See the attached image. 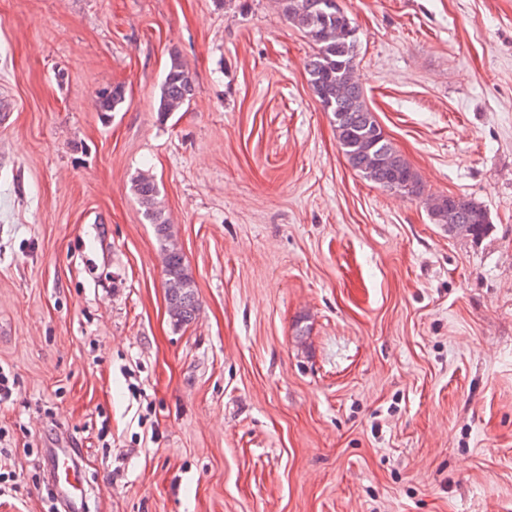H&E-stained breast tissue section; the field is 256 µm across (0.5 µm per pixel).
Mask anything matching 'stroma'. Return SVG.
I'll return each mask as SVG.
<instances>
[{
  "label": "stroma",
  "mask_w": 512,
  "mask_h": 512,
  "mask_svg": "<svg viewBox=\"0 0 512 512\" xmlns=\"http://www.w3.org/2000/svg\"><path fill=\"white\" fill-rule=\"evenodd\" d=\"M338 4L423 197L350 166L272 0H0V512H64L58 443L85 512H512V0ZM174 53L196 91L163 118ZM133 189L144 208L145 216L150 224H154L158 240L163 246L170 319L176 327L188 325L193 322L198 312L195 282L181 250L172 240L170 224L162 219L161 212L157 209V185L151 176L140 174L134 181ZM429 211L435 224L448 225V230L466 227V235L479 238L487 231L489 219L486 210L466 196L442 195L430 198ZM47 453V465L56 470L59 480L57 493L67 503L66 511H85L86 494L79 488L82 484V466L76 448H48Z\"/></svg>",
  "instance_id": "35a3bbf8"
}]
</instances>
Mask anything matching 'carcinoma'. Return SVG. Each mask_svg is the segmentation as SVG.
<instances>
[{
	"mask_svg": "<svg viewBox=\"0 0 512 512\" xmlns=\"http://www.w3.org/2000/svg\"><path fill=\"white\" fill-rule=\"evenodd\" d=\"M275 2L288 22L303 30L316 46L307 64L309 83L324 111L333 114L340 147L351 166L385 189L408 196L423 195L417 174L386 138L366 105L363 88L355 78V28L337 0ZM194 92L192 76L184 63L179 56H171L157 111L162 115L178 111ZM97 98L100 111L112 112L123 102L124 91L116 86L98 92ZM133 189L162 244L170 319L176 326L188 325L198 312L195 282L181 250L172 240L170 224L157 209V185L151 176L141 174ZM429 211L434 223L450 230L463 225L467 235L474 238L483 236L489 224L486 210L462 195L432 197Z\"/></svg>",
	"mask_w": 512,
	"mask_h": 512,
	"instance_id": "cac0c4a2",
	"label": "carcinoma"
}]
</instances>
